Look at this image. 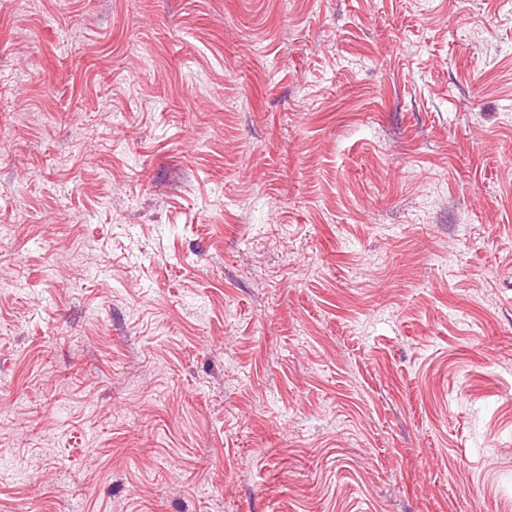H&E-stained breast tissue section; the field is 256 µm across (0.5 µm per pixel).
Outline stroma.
<instances>
[{
	"label": "stroma",
	"instance_id": "35a3bbf8",
	"mask_svg": "<svg viewBox=\"0 0 512 512\" xmlns=\"http://www.w3.org/2000/svg\"><path fill=\"white\" fill-rule=\"evenodd\" d=\"M0 512H512V0H0Z\"/></svg>",
	"mask_w": 512,
	"mask_h": 512
}]
</instances>
